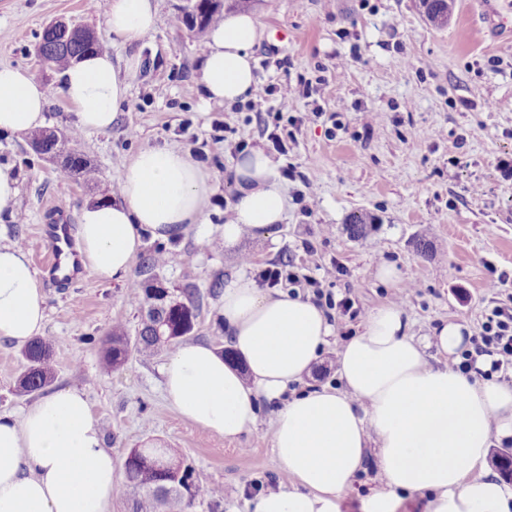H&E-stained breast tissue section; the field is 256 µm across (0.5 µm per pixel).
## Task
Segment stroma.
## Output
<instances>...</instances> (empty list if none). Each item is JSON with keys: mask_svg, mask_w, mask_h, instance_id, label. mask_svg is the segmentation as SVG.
Here are the masks:
<instances>
[{"mask_svg": "<svg viewBox=\"0 0 512 512\" xmlns=\"http://www.w3.org/2000/svg\"><path fill=\"white\" fill-rule=\"evenodd\" d=\"M184 3L158 0L153 38L124 45L88 0H0V64L41 81L49 100L45 129L77 132L75 149L99 171L95 183L62 175L60 161L37 156L28 136L1 133L0 170L14 175L19 194L0 211V235L36 259L46 248L35 237L37 225L60 211L78 224L85 204L116 198L121 161L146 147L181 149L209 173L214 192L205 223L187 225L167 242L143 236L142 255L163 251L165 264L145 272L136 262L122 278L86 272L68 284L44 285L41 336L53 344L52 389L84 391L116 463L132 448L169 449L199 475L203 492L189 512H212V487L223 492L221 512H247V501L283 480L272 453L279 401L260 400L256 427L224 440L181 418L164 398V355H131L105 375L97 339L116 319L136 332L143 311L131 286H161L178 299L191 285L200 306L192 340L224 349L225 283L281 263L353 304L346 316L327 310L333 335L305 384L338 387L337 346L372 311L396 301L411 336L432 335L445 322L480 335L494 308H512V181L497 169L499 159L512 157V34L490 29L478 0H454L443 28L425 20L418 0H225V11L251 13L263 30L253 48L256 92L303 79L323 109L290 127L282 155L258 113L203 104L197 77L205 34L182 23ZM58 19L93 30L113 57L143 59L107 131H78L58 72L35 54L45 26ZM242 138L275 163L287 206L281 223L247 230L228 247L224 205L236 195V159L224 144ZM289 168L294 178H285ZM355 211L365 215L367 230L354 239L344 224ZM423 236L429 244L422 255ZM382 262L396 269L394 281L377 278ZM332 267L336 276L326 277ZM411 282L418 292L402 296ZM24 365L20 346L0 341L1 415H18L35 400L18 388Z\"/></svg>", "mask_w": 512, "mask_h": 512, "instance_id": "obj_1", "label": "stroma"}]
</instances>
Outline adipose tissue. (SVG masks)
Instances as JSON below:
<instances>
[{
    "mask_svg": "<svg viewBox=\"0 0 512 512\" xmlns=\"http://www.w3.org/2000/svg\"><path fill=\"white\" fill-rule=\"evenodd\" d=\"M157 0H108L109 30L127 44L156 31ZM261 37L248 13L225 15L207 36L198 79L208 101L245 96L256 84L253 48ZM140 55L124 62L99 53L70 64L62 92L83 130L111 128ZM46 89L28 71L0 67V131L43 125ZM238 193L224 225L225 245L249 229L280 223L286 208L273 161L254 151L238 159ZM119 202L85 205L78 253L82 267L103 277L125 275L144 234L167 240L204 221L212 193L208 174L187 154L147 147L125 162ZM224 328L243 368L228 365L208 343L184 342L162 368L169 402L186 420L235 440L257 422L260 398H283L302 381L328 344L323 309L284 292L271 294L246 276L224 285ZM45 297L24 250L0 245V339L18 344L41 333ZM396 305L374 310L337 350L342 388L300 392L274 418L272 448L286 485L249 501L250 512H338L337 502L367 463L383 482L363 512H397L404 496H428L426 512H512V489L486 466L493 439L512 438V386L470 381L450 366H433L464 344L463 327L447 323L431 337L407 333ZM117 470L84 392L47 393L19 417L0 415V512H112Z\"/></svg>",
    "mask_w": 512,
    "mask_h": 512,
    "instance_id": "1",
    "label": "adipose tissue"
}]
</instances>
